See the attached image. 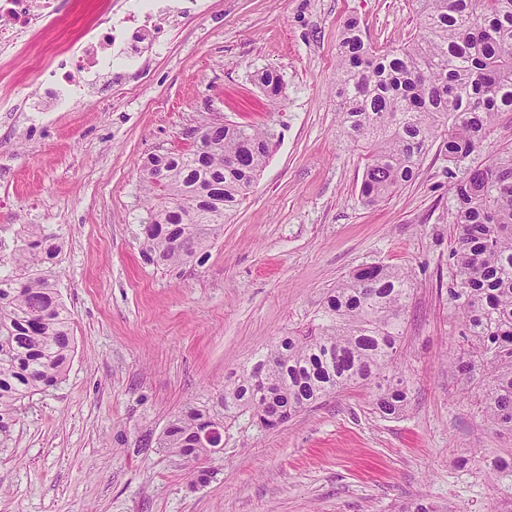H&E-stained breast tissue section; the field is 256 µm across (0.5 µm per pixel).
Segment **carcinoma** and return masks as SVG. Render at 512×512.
<instances>
[{"instance_id":"1","label":"carcinoma","mask_w":512,"mask_h":512,"mask_svg":"<svg viewBox=\"0 0 512 512\" xmlns=\"http://www.w3.org/2000/svg\"><path fill=\"white\" fill-rule=\"evenodd\" d=\"M420 29L398 49L380 53L345 26L336 63L341 133L366 155L359 195L377 204L412 182L429 147L442 140L459 163L487 140L500 112H512V0H414ZM268 97L283 92L266 70ZM272 129L226 124L204 130L191 149L155 155L142 168L147 193L137 237L144 260L161 269L203 252L246 199L270 156ZM236 158L240 164L229 160ZM162 169L158 184L151 171ZM456 246L449 296L462 316L453 357L459 392L485 387L481 412L492 428L512 431V152L469 169L454 184ZM61 248L35 224L0 250V450L9 448L22 402L64 379L74 337L57 289ZM412 295L402 269L367 264L328 293L311 322L280 337L217 396L189 402L156 447L187 460L204 483L211 450L187 448L203 418L230 424L279 408L288 417L355 387L373 389L372 405L398 416L409 380L398 364L402 317ZM499 493L512 502V457L494 459Z\"/></svg>"}]
</instances>
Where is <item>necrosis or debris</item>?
<instances>
[{"mask_svg": "<svg viewBox=\"0 0 512 512\" xmlns=\"http://www.w3.org/2000/svg\"><path fill=\"white\" fill-rule=\"evenodd\" d=\"M136 4L135 13L116 21L110 0H96L58 43L36 76L39 84L50 86L54 106L65 108L84 98L90 84L111 73L114 64L133 68L150 41L160 40L155 21L175 13V6L167 0ZM60 24L57 0H0V57L17 64L34 47L32 33H49Z\"/></svg>", "mask_w": 512, "mask_h": 512, "instance_id": "necrosis-or-debris-1", "label": "necrosis or debris"}]
</instances>
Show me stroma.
<instances>
[{"instance_id": "stroma-1", "label": "stroma", "mask_w": 512, "mask_h": 512, "mask_svg": "<svg viewBox=\"0 0 512 512\" xmlns=\"http://www.w3.org/2000/svg\"><path fill=\"white\" fill-rule=\"evenodd\" d=\"M184 3L190 14L165 24L130 79L98 81L69 108L0 63L11 108L0 120V225L58 237L75 341L63 382L26 401L0 452V512H506L486 464L512 452V432L487 426L481 390L460 394L449 367L461 325L448 254L453 180L512 151V112L464 163L450 166L435 142L412 183L366 206V156L337 123L338 41L354 20L377 50L401 46L419 30L413 0ZM263 70L282 75L280 99L259 89ZM216 120L274 129L269 160L201 261L156 269L135 237L142 167ZM369 263L403 269L413 288L402 415L375 413L358 388L276 431L239 418L197 487L183 462L141 448Z\"/></svg>"}]
</instances>
